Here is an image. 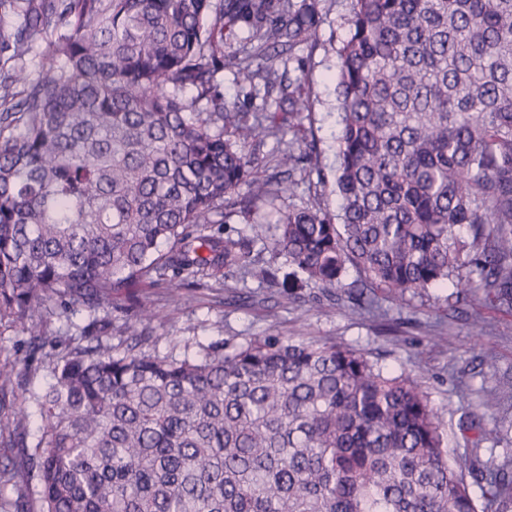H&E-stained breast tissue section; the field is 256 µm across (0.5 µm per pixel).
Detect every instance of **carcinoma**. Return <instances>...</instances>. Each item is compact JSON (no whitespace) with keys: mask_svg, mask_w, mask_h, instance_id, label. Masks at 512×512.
Segmentation results:
<instances>
[{"mask_svg":"<svg viewBox=\"0 0 512 512\" xmlns=\"http://www.w3.org/2000/svg\"><path fill=\"white\" fill-rule=\"evenodd\" d=\"M320 2L0 0V325L49 348L53 378L34 410L0 418V438L36 423L18 444L38 512H512V459L479 455L501 432L464 413L477 434L469 465L451 466L438 411L405 370L273 334L161 356L143 349L136 324L156 314L139 303L120 349L100 315L133 282L177 295L220 264L275 284L281 256L308 285L347 288L353 314L448 284L459 304L475 283L512 311V0H350L341 214L282 213L267 261L252 238L204 233L235 214L254 223L255 201L298 170L325 181L314 142L285 141L276 113L224 102L217 83L226 70L263 81L300 128L302 85L279 66L318 38ZM40 39L48 61L31 74ZM75 306L85 346L44 328L48 308ZM22 377L0 364V391Z\"/></svg>","mask_w":512,"mask_h":512,"instance_id":"carcinoma-1","label":"carcinoma"}]
</instances>
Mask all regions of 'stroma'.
Masks as SVG:
<instances>
[{"label":"stroma","instance_id":"stroma-1","mask_svg":"<svg viewBox=\"0 0 512 512\" xmlns=\"http://www.w3.org/2000/svg\"><path fill=\"white\" fill-rule=\"evenodd\" d=\"M317 44L297 46L286 68L290 77L302 78L308 108L303 132L315 139L320 165L327 175L336 168L338 102L334 75V43L348 32V0H323ZM333 183L302 181L273 200L258 202L265 223L251 225L231 216L227 228L254 236H267L268 222L279 213L319 201L337 213ZM339 289L304 287L288 294L259 282L244 272L226 274L223 267L209 269L200 286L171 296L166 285L137 283L112 301V341L127 338L123 331L132 301L158 311V320L142 323L152 337V350L181 355L185 348L215 341L241 344L275 334L296 341L331 338L379 355L388 370L416 374L436 406L448 432L450 461L459 464L471 454L459 429L461 415L478 409L486 429L512 423V313L498 310L474 289L459 309L448 306L449 291L432 290L426 297L405 296L382 300L383 315H352L337 299ZM27 365L35 390L51 380L41 354L31 352L30 338L15 327L0 329V363ZM37 480L24 462L20 448L0 445V499L29 494Z\"/></svg>","mask_w":512,"mask_h":512}]
</instances>
